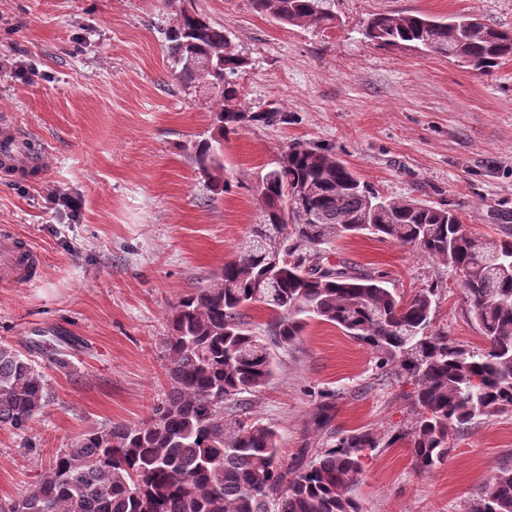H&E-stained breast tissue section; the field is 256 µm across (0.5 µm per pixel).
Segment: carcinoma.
I'll return each mask as SVG.
<instances>
[{"label":"carcinoma","mask_w":512,"mask_h":512,"mask_svg":"<svg viewBox=\"0 0 512 512\" xmlns=\"http://www.w3.org/2000/svg\"><path fill=\"white\" fill-rule=\"evenodd\" d=\"M251 9L282 25L328 29L336 23L327 0H249ZM364 36L379 46L408 43L448 54L481 73L512 59V31L472 15L447 20L424 14L376 13ZM172 74L214 94L218 136L195 148L200 174L217 193L224 179L222 140L278 112L231 106L232 80L245 60L202 13L180 17L169 32ZM207 62L194 67L189 58ZM287 161L261 178L262 224L208 283L179 299L167 317L169 388L137 425L109 424L61 449L28 492L0 512H361L350 493L363 472L364 451L380 447L369 431L353 430L305 465L288 467L279 433L255 420L224 419V402L260 391L275 374L270 345L286 348L306 320L342 329L378 354L414 386L419 408L409 432L414 467L432 471L448 457L449 433L473 420L512 411V240L487 239L457 214L386 199L345 165L333 149L288 146ZM291 232L296 264H270L266 248ZM369 232L410 247L459 272L469 311L487 347L474 354L428 335L433 291L408 299L381 276L330 260L331 239ZM274 314L269 340L255 335L247 308ZM47 395L44 375L17 350L0 345V426L24 432ZM335 406L320 404L313 424L333 434ZM470 512H512V469L501 468L480 490Z\"/></svg>","instance_id":"cac0c4a2"}]
</instances>
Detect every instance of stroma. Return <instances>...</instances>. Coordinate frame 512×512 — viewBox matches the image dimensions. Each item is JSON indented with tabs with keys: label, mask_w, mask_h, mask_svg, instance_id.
I'll return each mask as SVG.
<instances>
[{
	"label": "stroma",
	"mask_w": 512,
	"mask_h": 512,
	"mask_svg": "<svg viewBox=\"0 0 512 512\" xmlns=\"http://www.w3.org/2000/svg\"><path fill=\"white\" fill-rule=\"evenodd\" d=\"M247 59L237 106L281 121L224 141L228 192L200 179L194 147L213 135L216 102L171 74L162 0H0V123L14 124L42 166L0 169V233L43 256L36 282L0 289V344L44 373L47 398L21 435L0 427V504L31 489L53 455L110 422L145 420L168 387L166 318L251 237L254 188L289 144L332 147L384 196L454 210L468 229L512 237V61L490 76L455 60L364 39L370 15L477 14L512 29V0H331L335 27L285 26L248 0H192ZM80 197L78 215L50 194ZM332 261L382 275L403 297L432 289V332L479 352L460 276L444 262L371 234L338 238ZM63 363H56V356ZM249 417L272 425L289 463L334 437L313 433L332 399L337 436L382 441L353 487L362 512H469L498 468L512 467V411L453 433L447 460L414 469L406 435L413 387L335 325L312 321L278 350Z\"/></svg>",
	"instance_id": "stroma-1"
}]
</instances>
